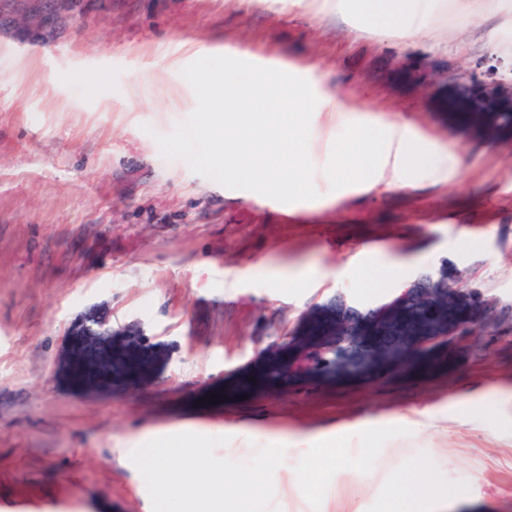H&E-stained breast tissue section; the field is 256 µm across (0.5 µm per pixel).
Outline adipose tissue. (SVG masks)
Instances as JSON below:
<instances>
[{
	"label": "adipose tissue",
	"instance_id": "adipose-tissue-1",
	"mask_svg": "<svg viewBox=\"0 0 512 512\" xmlns=\"http://www.w3.org/2000/svg\"><path fill=\"white\" fill-rule=\"evenodd\" d=\"M418 0H336V7L358 14H370L378 27L400 29L417 9ZM370 133V146L349 152L346 163L339 168L341 178L361 182L391 168L395 184H407L413 172H421L435 179H447L456 163L453 150H426L420 148L421 138L412 127L402 123H372L364 125ZM435 460L408 470L401 490L408 494L411 512H440L448 500V489L436 484L430 477Z\"/></svg>",
	"mask_w": 512,
	"mask_h": 512
}]
</instances>
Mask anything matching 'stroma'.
I'll list each match as a JSON object with an SVG mask.
<instances>
[{"label":"stroma","instance_id":"1","mask_svg":"<svg viewBox=\"0 0 512 512\" xmlns=\"http://www.w3.org/2000/svg\"><path fill=\"white\" fill-rule=\"evenodd\" d=\"M223 53L293 64L317 98L308 153L317 199L229 189L155 140L197 100L183 69ZM512 81V0H423L396 33L333 0H0V512H150L133 435L199 421L245 461L288 442L269 512H384L403 472L439 450L445 512H512V141L439 118L472 74ZM404 122L453 149L447 180L343 183L358 127ZM421 274L441 263L492 300L493 330L365 384L244 390L253 361L337 292L361 299L367 257ZM309 267L301 284L224 273ZM350 277L337 279V269ZM104 307L166 352L143 384L88 392L68 330ZM211 393L223 402H208ZM441 408L440 429L412 426ZM358 421L380 422L365 436ZM339 429L328 452L310 436Z\"/></svg>","mask_w":512,"mask_h":512}]
</instances>
